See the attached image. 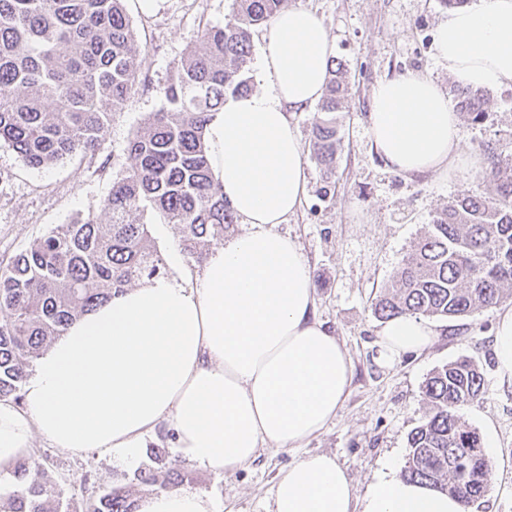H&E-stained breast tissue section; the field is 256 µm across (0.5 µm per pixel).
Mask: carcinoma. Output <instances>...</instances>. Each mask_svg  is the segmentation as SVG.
Returning a JSON list of instances; mask_svg holds the SVG:
<instances>
[{
    "label": "carcinoma",
    "instance_id": "cac0c4a2",
    "mask_svg": "<svg viewBox=\"0 0 512 512\" xmlns=\"http://www.w3.org/2000/svg\"><path fill=\"white\" fill-rule=\"evenodd\" d=\"M124 0H0V141L22 161L49 167L95 151L112 112L129 99L141 54ZM288 0H232V19L205 29L163 88V107L127 147L125 174L97 209L59 224L0 267V400L18 401L30 363L83 313L144 278L164 273L140 215L150 210L181 227L184 250L219 242L238 216L213 180L207 123L228 94L252 91L253 33ZM344 64L331 60L305 150L325 173L336 170V113L349 94ZM473 123L486 117V94L453 90ZM489 193L462 192L434 218L399 263L375 303L399 315L459 318L512 298V145L487 147ZM484 377L466 358L435 370L422 388L430 406L408 438L403 478L456 496L465 507L488 490L492 460L457 409L485 395ZM8 512H53L54 488L40 466L13 471ZM90 512H136L113 488Z\"/></svg>",
    "mask_w": 512,
    "mask_h": 512
}]
</instances>
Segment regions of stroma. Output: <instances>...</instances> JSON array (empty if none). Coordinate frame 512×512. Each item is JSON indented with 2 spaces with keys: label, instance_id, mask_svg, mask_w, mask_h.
Wrapping results in <instances>:
<instances>
[{
  "label": "stroma",
  "instance_id": "obj_1",
  "mask_svg": "<svg viewBox=\"0 0 512 512\" xmlns=\"http://www.w3.org/2000/svg\"><path fill=\"white\" fill-rule=\"evenodd\" d=\"M321 15L335 43L336 60L347 68L351 92L336 115L340 143L336 172L325 178L307 161L308 193L297 213L277 225L294 240L315 285L316 316L332 333L352 363L348 393L328 426L296 449H259L231 472L215 473L183 460L168 425L150 434V448L137 462L90 451L80 456L36 438L30 459L43 465L55 487V512H86L90 501L114 487L128 489L135 501L155 494V487L136 480L141 471L177 472L176 487L213 500L217 512H267L278 475L311 454H327L348 471L355 497L387 464L403 471L410 432L424 420L428 406L422 387L430 374L461 357L473 360L487 386L484 399L463 406L459 415L480 433L493 462L488 492L470 512H512V387L501 385L493 356V331L499 307L470 316L440 320V334L427 350L391 360L379 356L377 332L382 325L373 304L395 268L410 252L434 216L460 191L488 193L481 172L464 169L449 179L406 177L386 168L373 150L366 118L373 86L386 78L420 70L444 88L454 80L434 57L431 41L449 8L442 0H289ZM142 52L139 72L151 92L135 91L113 112L99 149L79 152L50 168L26 165L7 143L0 142V265L27 249L58 224L88 213L112 189L127 167L129 138L163 101L175 64L208 25L225 24L231 0H125ZM486 119L462 124V149L483 157L490 142H512V87L486 89ZM151 243L162 256L168 278L199 273L202 257L183 248L178 225L159 214L143 216Z\"/></svg>",
  "mask_w": 512,
  "mask_h": 512
}]
</instances>
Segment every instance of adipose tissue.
Masks as SVG:
<instances>
[{
    "instance_id": "ef3b65f1",
    "label": "adipose tissue",
    "mask_w": 512,
    "mask_h": 512,
    "mask_svg": "<svg viewBox=\"0 0 512 512\" xmlns=\"http://www.w3.org/2000/svg\"><path fill=\"white\" fill-rule=\"evenodd\" d=\"M335 53L316 11L287 8L263 28L260 90L230 95L206 127L212 175L247 232L214 248L193 284L158 278L75 320L37 360L22 406L0 402V473L29 456L35 437L74 455L136 458L160 423L179 455L233 471L264 447L298 448L335 418L352 364L315 314L299 246L276 232L307 189L296 113L319 102ZM436 57L459 84L512 86V0L449 11ZM367 131L385 165L404 176L448 177L467 163L447 91L406 72L371 91ZM437 331L413 315L387 320L381 356L429 347ZM138 512H216L190 491H162ZM267 512H468L454 497L380 474L355 500L348 472L327 454L289 465Z\"/></svg>"
}]
</instances>
